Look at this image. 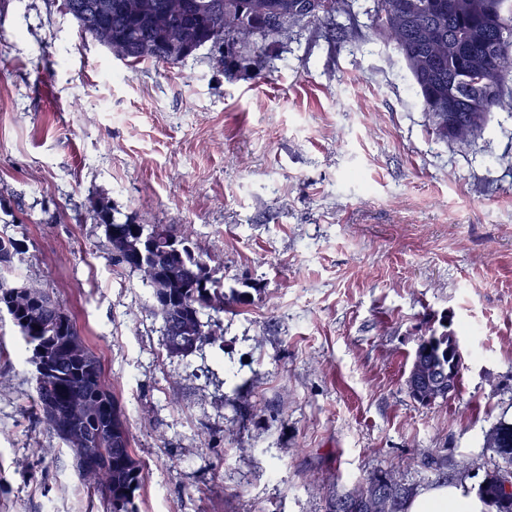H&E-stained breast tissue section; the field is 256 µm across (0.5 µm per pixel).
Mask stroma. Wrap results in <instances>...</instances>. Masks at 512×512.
Returning <instances> with one entry per match:
<instances>
[{"label": "stroma", "instance_id": "1", "mask_svg": "<svg viewBox=\"0 0 512 512\" xmlns=\"http://www.w3.org/2000/svg\"><path fill=\"white\" fill-rule=\"evenodd\" d=\"M268 78L209 49L129 68L62 0H0V232L100 359L143 466L138 512H326L392 470L423 492L435 454L495 461L512 416V106L468 148L435 139L401 56L305 29ZM192 225L225 288L224 345L168 356L151 291L112 265L89 200ZM458 337L456 396L415 400L420 336ZM0 315V512H104L31 408L33 368Z\"/></svg>", "mask_w": 512, "mask_h": 512}]
</instances>
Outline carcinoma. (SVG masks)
I'll return each mask as SVG.
<instances>
[{"label":"carcinoma","mask_w":512,"mask_h":512,"mask_svg":"<svg viewBox=\"0 0 512 512\" xmlns=\"http://www.w3.org/2000/svg\"><path fill=\"white\" fill-rule=\"evenodd\" d=\"M120 2L62 0L82 37L91 39L98 25L109 26L132 67L182 62L176 35L207 34L221 18L216 64L230 78L263 76L271 50L295 28L317 24L331 37L364 28L402 55L437 139L464 148L468 142L453 134L457 119L470 118L474 139L495 110L512 102V0H373L364 23L358 20L356 0H329L331 9L323 18L306 12L307 0H261L268 6L264 12L255 8L256 0H190L187 11L167 21L152 13L132 17ZM92 218L104 227L113 266L133 273L142 264L157 270L147 286L154 296L168 295L159 315L169 356L186 357L204 344L223 347L224 330L212 313L246 303L247 293L236 288L227 293L212 278L193 247L192 228L178 240L161 224H118L103 200L93 204ZM156 235L169 241L167 248L153 244ZM25 253V240L0 234V313L10 316L30 352L33 408L72 455H92L95 469L77 475L83 487L100 496L106 512H136L142 467L132 452L125 412L106 384L98 357L60 302L37 282L9 283ZM415 359L419 369L407 380L415 399L432 404L457 393L462 356L455 337L446 332L422 337ZM491 430L496 444L483 448L506 466L486 473L477 494L488 512H512V493L502 481L504 474H512V419H500ZM414 494L413 485L380 470L346 493L334 492L327 512H405Z\"/></svg>","instance_id":"cac0c4a2"}]
</instances>
